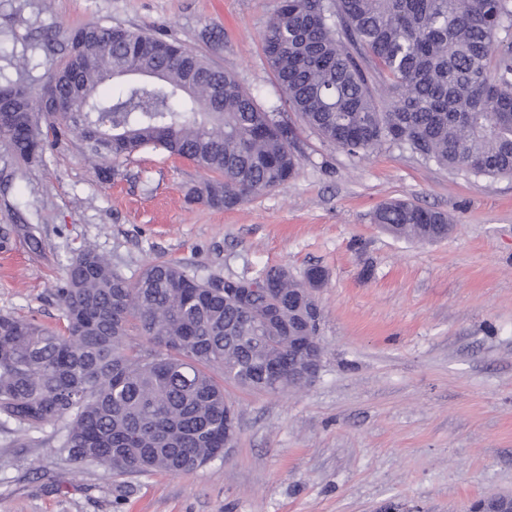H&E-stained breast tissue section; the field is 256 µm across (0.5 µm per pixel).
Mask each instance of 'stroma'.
Wrapping results in <instances>:
<instances>
[{
	"mask_svg": "<svg viewBox=\"0 0 512 512\" xmlns=\"http://www.w3.org/2000/svg\"><path fill=\"white\" fill-rule=\"evenodd\" d=\"M278 0H0V85L42 87L71 29L157 31L208 55L298 129L297 176L232 209L195 199L207 175L144 150L102 180L72 144L20 166L0 155V315L58 328L53 290L92 248L136 278L161 257L198 278L325 270L323 366L278 394L225 383L231 452L191 473L115 476L59 450L48 425L0 422V512H466L512 494V178L385 148L324 142L285 102L263 53ZM448 214L433 242L394 238L376 207Z\"/></svg>",
	"mask_w": 512,
	"mask_h": 512,
	"instance_id": "stroma-1",
	"label": "stroma"
}]
</instances>
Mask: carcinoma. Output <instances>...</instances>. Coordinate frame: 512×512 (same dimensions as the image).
Segmentation results:
<instances>
[{
    "label": "carcinoma",
    "mask_w": 512,
    "mask_h": 512,
    "mask_svg": "<svg viewBox=\"0 0 512 512\" xmlns=\"http://www.w3.org/2000/svg\"><path fill=\"white\" fill-rule=\"evenodd\" d=\"M512 0H279L264 51L290 108L324 141L365 158L383 146L485 177L512 176ZM161 35L87 24L39 91L0 131L5 156L39 163L75 143L112 174L141 149L162 150L213 174L201 198L231 209L286 184L300 166L296 129L261 108L236 78ZM196 82L185 87V76ZM120 72L159 73L100 87ZM382 86L390 103L380 109ZM66 97V112L53 100ZM374 223L394 237H448L442 211L380 204ZM325 272L286 266L240 279H199L155 259L134 280L93 250L64 267L54 289L65 325L0 316V418L27 433L60 424V451L115 475L193 472L224 455V385L300 388L292 337L316 338L311 312ZM144 338L130 342L132 333Z\"/></svg>",
    "instance_id": "obj_1"
}]
</instances>
